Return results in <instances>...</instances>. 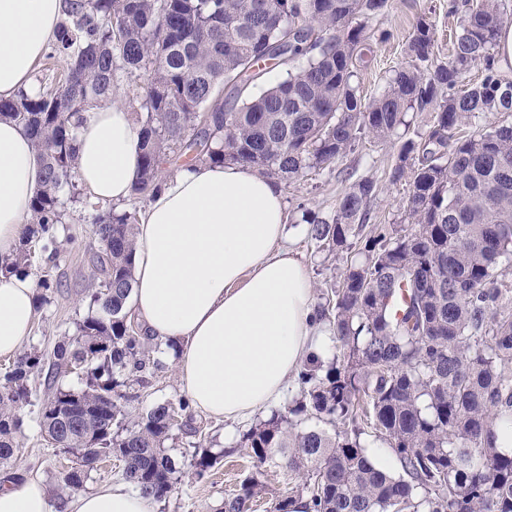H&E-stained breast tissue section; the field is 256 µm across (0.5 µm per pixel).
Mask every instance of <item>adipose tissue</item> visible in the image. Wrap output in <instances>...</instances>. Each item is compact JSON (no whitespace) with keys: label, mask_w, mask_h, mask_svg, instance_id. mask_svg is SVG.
Returning a JSON list of instances; mask_svg holds the SVG:
<instances>
[{"label":"adipose tissue","mask_w":512,"mask_h":512,"mask_svg":"<svg viewBox=\"0 0 512 512\" xmlns=\"http://www.w3.org/2000/svg\"><path fill=\"white\" fill-rule=\"evenodd\" d=\"M64 0H0V99L32 91ZM75 174L98 201L120 203L138 177L142 140L128 110L101 103L83 114ZM41 163L26 129L0 121V256H11L40 186ZM133 306L145 336L176 357L192 404L246 422L285 395L323 330L308 271L289 245L276 181L242 164L201 163L166 178L135 228ZM36 281L0 276V357L16 356L37 314ZM70 512H156L125 485L77 496ZM0 512H52L28 479L0 487Z\"/></svg>","instance_id":"ef3b65f1"}]
</instances>
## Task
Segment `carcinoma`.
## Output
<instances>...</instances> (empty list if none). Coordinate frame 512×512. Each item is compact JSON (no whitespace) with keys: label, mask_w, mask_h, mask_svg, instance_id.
Listing matches in <instances>:
<instances>
[{"label":"carcinoma","mask_w":512,"mask_h":512,"mask_svg":"<svg viewBox=\"0 0 512 512\" xmlns=\"http://www.w3.org/2000/svg\"><path fill=\"white\" fill-rule=\"evenodd\" d=\"M388 7L389 0H66L53 53L71 58L67 74L0 100V121L29 131L44 170L17 250L0 258L1 275L29 271L36 246L48 260L57 256L61 192L76 169L74 118L114 99L127 78L148 76L132 188L143 200L185 159L245 164L288 185L366 135L398 134L407 112H433L428 147L400 141L388 173L410 186L403 223L372 228L361 260L320 306L336 361L301 369L299 397L243 434L254 472L219 512H250L265 490L258 475L272 465L288 469L293 486L271 512H292L300 499L307 512H512V454L494 445L498 424L512 420V285L504 280L512 270V121L476 123L512 112V80L494 53L512 10L505 0H475L446 58L435 51L433 26L420 20L387 88L367 99L357 83L374 54L365 22ZM267 61L287 77L247 95ZM464 125L473 134L455 138ZM379 190L374 178L354 181L332 216L310 219L311 239L330 252L350 249ZM90 220L100 243L85 288L91 312L52 362L29 351L0 377V464L15 455L20 409L39 377L42 430L77 458L58 494L82 488L113 457L134 489L161 502L180 477L164 444L190 404L160 403L128 419L119 388L129 378L145 381L150 369L127 305L136 218L111 209ZM73 368L85 386H60ZM368 432L387 445L396 471L372 460L361 439ZM217 463L204 450L192 467L202 477Z\"/></svg>","instance_id":"carcinoma-1"}]
</instances>
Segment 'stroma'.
<instances>
[{"label": "stroma", "mask_w": 512, "mask_h": 512, "mask_svg": "<svg viewBox=\"0 0 512 512\" xmlns=\"http://www.w3.org/2000/svg\"><path fill=\"white\" fill-rule=\"evenodd\" d=\"M466 14L464 0H390L388 11L369 22L372 32L386 34L387 39L378 44L374 64L358 76L361 95L370 98L384 90L419 19L432 22L436 48L444 57L450 52L452 36L460 31ZM397 152V142L367 137L354 153L283 186L288 222L293 229L291 244L310 271L314 292L339 283L357 254L345 250L329 254L318 249L308 235L304 213L320 217L330 215L350 181L369 176L378 179L381 186L371 205L372 223H400L409 186L403 182L391 183L387 178ZM63 198L65 217L59 235L66 238L67 243L56 261L50 263L41 259L31 269L35 278L48 277L61 283L39 308L28 342L29 348L38 349L48 358L59 342L73 335L76 322L88 313L83 291L92 275L89 257L98 248L94 227L87 221L93 199L80 187L65 189ZM122 393L124 410L132 416L144 414L159 403H178L185 396L178 383L176 364L170 360L159 362L145 382H128ZM44 395L43 385H34L30 404L21 409L24 425L15 437L18 451L8 467H0V478L11 472L39 480L50 496L54 512H68L71 498L58 495L57 484L61 474L75 466L76 459L47 440L38 418ZM180 420L166 448L181 467V480L170 497L159 503L158 512H218L225 496L234 493L239 481L253 470L251 458L238 446L247 427L212 419L192 408L184 412ZM195 439L212 451L224 454L221 463L201 478L195 476L190 465L195 453L191 442Z\"/></svg>", "instance_id": "1"}]
</instances>
